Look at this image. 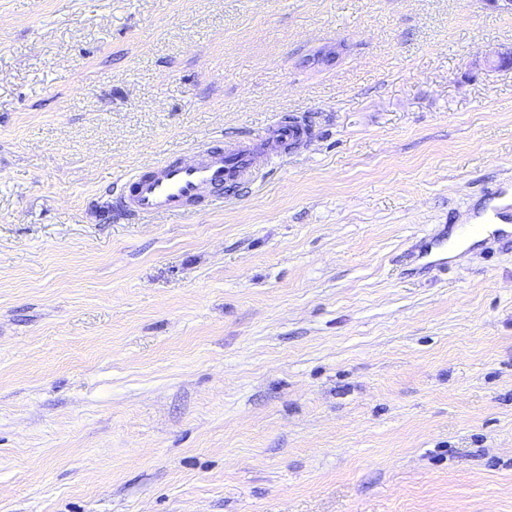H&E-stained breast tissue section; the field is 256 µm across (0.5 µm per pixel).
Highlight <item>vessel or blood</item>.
I'll use <instances>...</instances> for the list:
<instances>
[{
  "label": "vessel or blood",
  "instance_id": "1",
  "mask_svg": "<svg viewBox=\"0 0 512 512\" xmlns=\"http://www.w3.org/2000/svg\"><path fill=\"white\" fill-rule=\"evenodd\" d=\"M279 142H303L309 129L301 122H281L273 129ZM255 158L251 143L235 142L205 150L191 163L169 158L147 165L127 180L128 191L120 205L134 217L149 219L161 215H182L205 202L210 191L251 183L255 178Z\"/></svg>",
  "mask_w": 512,
  "mask_h": 512
}]
</instances>
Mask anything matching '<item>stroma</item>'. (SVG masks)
<instances>
[{
    "mask_svg": "<svg viewBox=\"0 0 512 512\" xmlns=\"http://www.w3.org/2000/svg\"><path fill=\"white\" fill-rule=\"evenodd\" d=\"M511 49L483 0H0V512H512V237L409 257L512 185ZM277 140L282 144H297L303 142L309 134V128L301 122H280L272 130ZM255 172L249 141L214 146L191 163L169 158L140 168L128 178V191L119 204L140 219L184 215L204 203L207 192L224 193L225 187L250 184ZM480 238H469L466 241L456 244L453 239L448 245V238L445 237H432L428 240H425L420 247L418 260L429 257H436L434 260H429L423 264H421L422 268H430L436 265H446L448 264V258L455 255V250L464 249L467 247H472L480 242ZM448 250V258L443 257L444 252Z\"/></svg>",
    "mask_w": 512,
    "mask_h": 512,
    "instance_id": "1",
    "label": "stroma"
}]
</instances>
